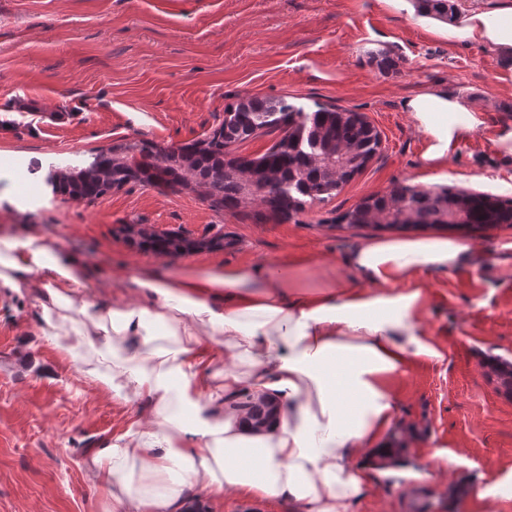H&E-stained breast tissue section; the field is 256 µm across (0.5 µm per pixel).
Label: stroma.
I'll list each match as a JSON object with an SVG mask.
<instances>
[{
  "label": "stroma",
  "mask_w": 512,
  "mask_h": 512,
  "mask_svg": "<svg viewBox=\"0 0 512 512\" xmlns=\"http://www.w3.org/2000/svg\"><path fill=\"white\" fill-rule=\"evenodd\" d=\"M397 66L380 70L382 56ZM482 44L430 30L397 0H0V236L35 229L94 271L112 299L129 274L284 263L288 290L354 284L345 259L377 229L338 223L363 197L397 184L455 186L512 198V77ZM465 99L482 123L447 165L421 163L422 133L405 110L426 89ZM251 95L313 111L364 114L381 136L367 167L296 221L257 223L253 209L217 212L196 191L128 185L94 205L55 193V168L80 170L97 149L147 138H203L225 106ZM137 225L221 249L171 258L140 249ZM469 260L427 276L423 327L444 352L397 375L395 438L411 476L374 479L356 512H512V226L465 236ZM32 298L0 294V512H107L83 457L138 410L46 341ZM447 465L429 469L435 452ZM486 500H479V493Z\"/></svg>",
  "instance_id": "1"
}]
</instances>
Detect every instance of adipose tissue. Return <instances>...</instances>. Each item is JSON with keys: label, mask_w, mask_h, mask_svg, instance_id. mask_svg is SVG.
Instances as JSON below:
<instances>
[{"label": "adipose tissue", "mask_w": 512, "mask_h": 512, "mask_svg": "<svg viewBox=\"0 0 512 512\" xmlns=\"http://www.w3.org/2000/svg\"><path fill=\"white\" fill-rule=\"evenodd\" d=\"M446 31L489 45L512 69V0ZM406 108L431 169L481 123L445 90ZM469 254L445 237H374L347 258L358 286L314 296L289 293L287 272L265 265L175 278L121 271L135 298L107 305L88 294L81 259L28 235L0 238V292L34 295L46 341L75 359L92 354V376L139 400L126 429L85 455L112 512H188L196 492L353 512L370 479L359 455L389 454L391 379L415 360L443 358L420 324L421 276ZM248 400L268 405L263 421Z\"/></svg>", "instance_id": "1"}]
</instances>
